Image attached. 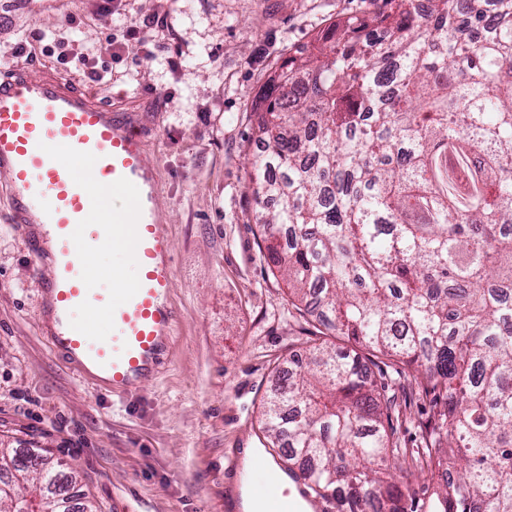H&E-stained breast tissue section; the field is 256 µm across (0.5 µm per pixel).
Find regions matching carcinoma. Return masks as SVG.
<instances>
[{
  "label": "carcinoma",
  "mask_w": 512,
  "mask_h": 512,
  "mask_svg": "<svg viewBox=\"0 0 512 512\" xmlns=\"http://www.w3.org/2000/svg\"><path fill=\"white\" fill-rule=\"evenodd\" d=\"M295 48L256 100L248 183L292 305L431 397L397 483L393 400L363 355L315 346L266 402L273 444L336 512H512V0H385ZM6 512L61 464L0 447ZM402 466L401 475L404 476V482H406L411 491H420L421 487L427 488L436 485V480H432L430 474L426 471L421 470L419 467H415L410 459V456H403L400 458Z\"/></svg>",
  "instance_id": "obj_1"
}]
</instances>
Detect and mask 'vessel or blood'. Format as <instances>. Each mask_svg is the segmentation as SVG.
Wrapping results in <instances>:
<instances>
[{
  "instance_id": "b4317fda",
  "label": "vessel or blood",
  "mask_w": 512,
  "mask_h": 512,
  "mask_svg": "<svg viewBox=\"0 0 512 512\" xmlns=\"http://www.w3.org/2000/svg\"><path fill=\"white\" fill-rule=\"evenodd\" d=\"M131 114L61 73L0 68V187L11 221L30 225L28 245L40 306L56 352L98 384L126 388L166 363L176 316L171 244L156 216V165ZM74 159L63 170L60 151ZM124 248L137 270L132 284L113 273L98 282L76 255ZM110 332L98 334V319Z\"/></svg>"
}]
</instances>
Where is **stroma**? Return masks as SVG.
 I'll use <instances>...</instances> for the list:
<instances>
[{
	"label": "stroma",
	"instance_id": "obj_1",
	"mask_svg": "<svg viewBox=\"0 0 512 512\" xmlns=\"http://www.w3.org/2000/svg\"><path fill=\"white\" fill-rule=\"evenodd\" d=\"M382 0H128L91 14L89 0H0V58L55 67L45 34L68 16L74 57L62 72L88 86L81 55L112 71L101 85L132 113L155 159L157 218L172 243L177 324L159 373L127 390L100 388L51 345L25 231L0 195V445L38 448L75 471L98 512H240L239 488L262 471L227 461L269 449L262 411L294 355L313 343L288 288L265 259L245 173L252 106L277 63L334 21L372 16ZM155 18L149 53L111 58L110 36ZM428 400L398 402L390 425L419 447Z\"/></svg>",
	"mask_w": 512,
	"mask_h": 512
}]
</instances>
